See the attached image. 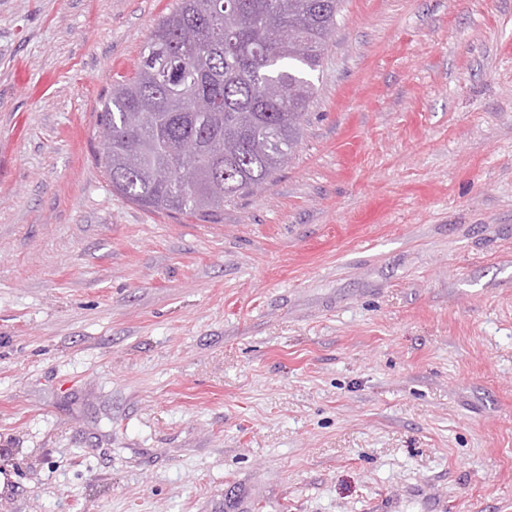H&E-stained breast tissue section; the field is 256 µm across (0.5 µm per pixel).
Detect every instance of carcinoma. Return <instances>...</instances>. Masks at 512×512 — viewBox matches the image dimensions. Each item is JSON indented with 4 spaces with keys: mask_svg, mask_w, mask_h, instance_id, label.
<instances>
[{
    "mask_svg": "<svg viewBox=\"0 0 512 512\" xmlns=\"http://www.w3.org/2000/svg\"><path fill=\"white\" fill-rule=\"evenodd\" d=\"M341 0H178L112 86L97 162L151 212L216 223L293 157Z\"/></svg>",
    "mask_w": 512,
    "mask_h": 512,
    "instance_id": "carcinoma-1",
    "label": "carcinoma"
}]
</instances>
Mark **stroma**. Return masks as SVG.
Here are the masks:
<instances>
[{"label": "stroma", "mask_w": 512, "mask_h": 512, "mask_svg": "<svg viewBox=\"0 0 512 512\" xmlns=\"http://www.w3.org/2000/svg\"><path fill=\"white\" fill-rule=\"evenodd\" d=\"M176 3L0 0V512H512V0H345L218 224L96 161Z\"/></svg>", "instance_id": "obj_1"}]
</instances>
